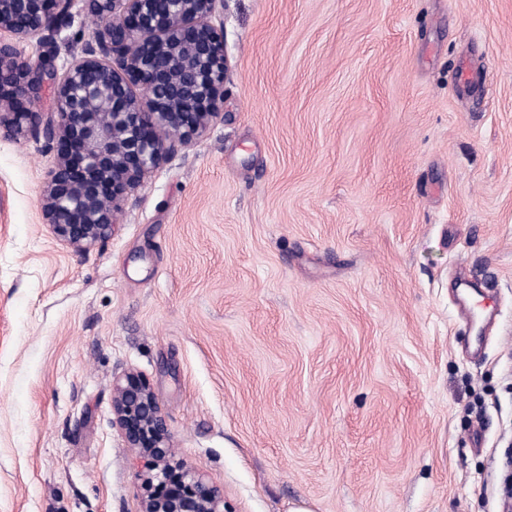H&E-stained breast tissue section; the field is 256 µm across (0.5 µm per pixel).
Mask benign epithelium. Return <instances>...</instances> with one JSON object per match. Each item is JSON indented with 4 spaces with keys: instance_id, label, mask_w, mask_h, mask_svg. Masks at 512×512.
<instances>
[{
    "instance_id": "benign-epithelium-1",
    "label": "benign epithelium",
    "mask_w": 512,
    "mask_h": 512,
    "mask_svg": "<svg viewBox=\"0 0 512 512\" xmlns=\"http://www.w3.org/2000/svg\"><path fill=\"white\" fill-rule=\"evenodd\" d=\"M218 0H0V137L40 134L56 150L42 214L76 250L109 238L121 203L170 154L203 135L224 100ZM83 14L97 27L82 55L48 68L19 45L50 42ZM55 112L28 104L45 81ZM113 411L148 459L142 512H223L219 490L171 463L166 416L141 376L125 373Z\"/></svg>"
}]
</instances>
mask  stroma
Listing matches in <instances>:
<instances>
[{"instance_id": "obj_1", "label": "stroma", "mask_w": 512, "mask_h": 512, "mask_svg": "<svg viewBox=\"0 0 512 512\" xmlns=\"http://www.w3.org/2000/svg\"><path fill=\"white\" fill-rule=\"evenodd\" d=\"M216 17L220 114L110 238H56L55 150L0 137V512H142L129 371L224 512H507L512 0ZM94 28L20 50L59 66Z\"/></svg>"}]
</instances>
